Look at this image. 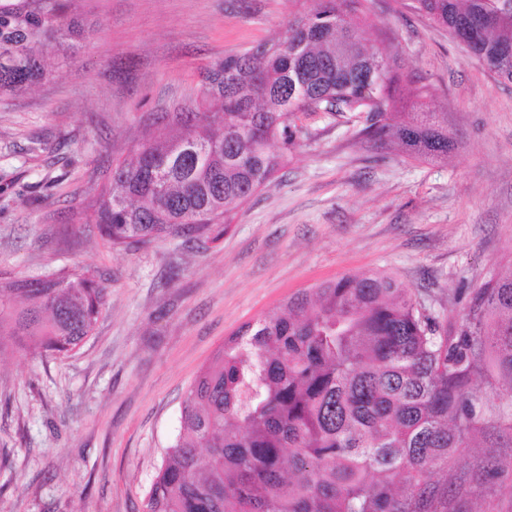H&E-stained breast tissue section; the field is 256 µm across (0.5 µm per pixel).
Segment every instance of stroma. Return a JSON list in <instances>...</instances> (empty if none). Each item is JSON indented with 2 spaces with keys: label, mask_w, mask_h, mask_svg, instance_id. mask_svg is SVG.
Here are the masks:
<instances>
[{
  "label": "stroma",
  "mask_w": 512,
  "mask_h": 512,
  "mask_svg": "<svg viewBox=\"0 0 512 512\" xmlns=\"http://www.w3.org/2000/svg\"><path fill=\"white\" fill-rule=\"evenodd\" d=\"M311 0H80L74 59L24 98L0 101V274L94 272L110 296L76 350L0 357V512H144L184 392L225 339L293 294L389 271L458 321L471 294L512 268V82L416 0H369L363 36L386 38L447 159L416 161L355 137L361 112L301 115L288 167L227 219L218 240L116 250L75 218L144 123L189 103L209 63L271 38ZM496 438L462 451L448 512H512L466 485Z\"/></svg>",
  "instance_id": "stroma-1"
}]
</instances>
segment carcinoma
I'll return each instance as SVG.
<instances>
[{
    "label": "carcinoma",
    "mask_w": 512,
    "mask_h": 512,
    "mask_svg": "<svg viewBox=\"0 0 512 512\" xmlns=\"http://www.w3.org/2000/svg\"><path fill=\"white\" fill-rule=\"evenodd\" d=\"M74 0H0V101L51 81L84 34ZM366 0H314L263 50L203 68L191 104L144 130L94 195L115 248L219 238L221 221L285 167L302 112H365L364 142L448 158L401 54L360 34ZM512 81V0H418ZM108 288L84 268L0 275V353H67L93 334ZM481 379L498 400L477 395ZM512 438V274L485 281L460 323L393 273L290 297L224 341L183 396L146 512H448L430 481L489 432Z\"/></svg>",
    "instance_id": "carcinoma-1"
}]
</instances>
